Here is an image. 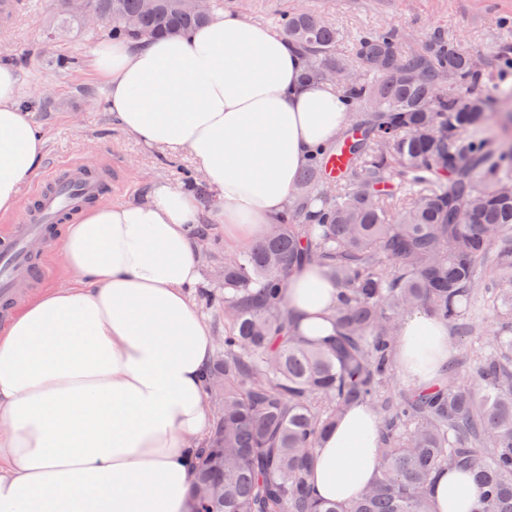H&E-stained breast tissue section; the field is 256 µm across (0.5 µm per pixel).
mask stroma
<instances>
[{
	"mask_svg": "<svg viewBox=\"0 0 512 512\" xmlns=\"http://www.w3.org/2000/svg\"><path fill=\"white\" fill-rule=\"evenodd\" d=\"M305 8L325 13L340 34L338 49L351 52L363 32L392 26L402 50L416 51L434 36L456 39L485 61L481 92L498 98L512 88V71L504 60L512 48V0H251L249 14L269 24L272 14ZM107 25L59 27L54 0H24V5L0 32V62L20 73L17 102L28 109L46 140L45 156L27 182L35 187L58 162L79 158L95 166L108 162L118 187L112 203L144 202L157 183L191 181L204 209L213 201L188 154L168 155L145 145L112 122L106 107V86L90 60L97 46L108 40ZM72 58L71 68L55 67L56 57ZM208 248L201 254L202 283L194 300L206 316L213 335L224 333V311L208 305L205 292H223L224 256L229 248L219 225H207ZM473 337L462 340L449 333L450 356L478 360L492 352L499 334L498 304L477 289L471 315Z\"/></svg>",
	"mask_w": 512,
	"mask_h": 512,
	"instance_id": "1",
	"label": "stroma"
}]
</instances>
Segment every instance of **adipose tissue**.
<instances>
[{"label":"adipose tissue","mask_w":512,"mask_h":512,"mask_svg":"<svg viewBox=\"0 0 512 512\" xmlns=\"http://www.w3.org/2000/svg\"><path fill=\"white\" fill-rule=\"evenodd\" d=\"M112 120L146 145L189 153L213 195L204 211L183 185L106 204L67 225L66 284L22 302L0 326V512H191L205 448L217 340L192 293L203 219L239 247L286 210L297 176L349 122L336 85L306 80V58L238 12L168 39L96 48ZM17 69L0 64V212L14 210L45 141L17 104ZM335 285L319 263L291 271L283 304L310 344L334 331ZM397 364L420 385L448 362V327L422 311L403 320ZM380 419L351 407L314 450L315 498L348 501L378 475ZM460 472L431 487L433 512H471Z\"/></svg>","instance_id":"ef3b65f1"}]
</instances>
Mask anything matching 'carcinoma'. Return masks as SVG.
Here are the masks:
<instances>
[{
  "label": "carcinoma",
  "instance_id": "cac0c4a2",
  "mask_svg": "<svg viewBox=\"0 0 512 512\" xmlns=\"http://www.w3.org/2000/svg\"><path fill=\"white\" fill-rule=\"evenodd\" d=\"M61 18L108 20L111 36L171 37L204 23L193 0H56ZM136 25L129 27L126 20ZM307 58L305 78L332 75L355 115L336 144L298 178L302 222L283 217L224 257V336L210 371L218 412L193 473L196 512H432L439 472L464 470L473 512H512V338L470 366L450 361L441 381L385 404L375 483L341 503L311 498L314 449L352 406L377 399L391 374L394 332L418 306L468 327L480 263L512 329V156L493 146L482 70L458 41L400 49L391 28L364 33L349 54L320 13L278 16ZM349 165L334 189L319 181L330 155ZM398 180L396 191L378 186ZM322 263L339 290L335 333L312 346L287 331L285 277Z\"/></svg>",
  "mask_w": 512,
  "mask_h": 512
}]
</instances>
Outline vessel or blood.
<instances>
[{"mask_svg": "<svg viewBox=\"0 0 512 512\" xmlns=\"http://www.w3.org/2000/svg\"><path fill=\"white\" fill-rule=\"evenodd\" d=\"M108 184L102 170L84 161L57 165L36 189L22 222L0 225V307L10 308L36 284L39 263L31 241H50L59 225L105 196Z\"/></svg>", "mask_w": 512, "mask_h": 512, "instance_id": "b4317fda", "label": "vessel or blood"}]
</instances>
